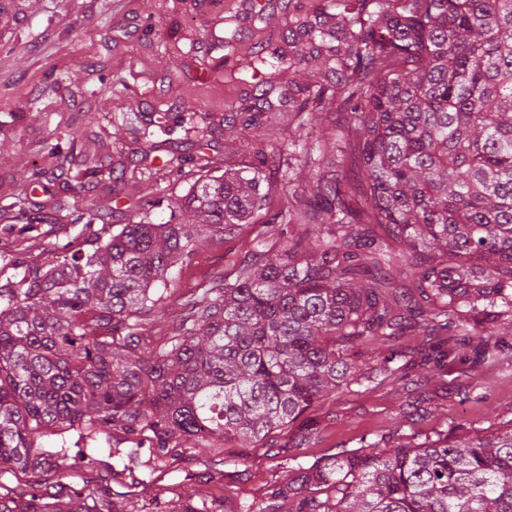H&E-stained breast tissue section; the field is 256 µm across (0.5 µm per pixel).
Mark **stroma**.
<instances>
[{
    "label": "stroma",
    "instance_id": "stroma-1",
    "mask_svg": "<svg viewBox=\"0 0 512 512\" xmlns=\"http://www.w3.org/2000/svg\"><path fill=\"white\" fill-rule=\"evenodd\" d=\"M318 0H0V285L23 266L47 264L54 251L89 250L140 220L186 224L177 203L191 187L168 152L208 160L211 169L248 164L250 145L288 155V110L274 108L260 127L233 134L221 119L237 107L253 80L240 58L259 46L287 47L291 21L312 15ZM90 110L95 124L71 121ZM88 156H110L126 167L124 180L91 178L66 160L69 143ZM28 192L40 224L24 223L15 207ZM94 205L92 224L75 223ZM265 224L221 235L201 231L195 255L173 267L169 293L146 323L141 346L169 333L184 297L201 293L226 271L230 254L266 238ZM423 401L403 386L353 385L305 414L316 438L300 444L287 428L254 448L227 442L213 451L175 449L158 472L143 466L120 492L143 499L209 492L218 504L261 503L272 482L285 478L289 457L310 463L361 440L400 434L412 442L466 423L492 430L512 420V365L490 364L468 380L460 399L449 377L422 371Z\"/></svg>",
    "mask_w": 512,
    "mask_h": 512
}]
</instances>
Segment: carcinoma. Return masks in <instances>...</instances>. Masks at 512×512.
<instances>
[{
	"label": "carcinoma",
	"mask_w": 512,
	"mask_h": 512,
	"mask_svg": "<svg viewBox=\"0 0 512 512\" xmlns=\"http://www.w3.org/2000/svg\"><path fill=\"white\" fill-rule=\"evenodd\" d=\"M287 39L293 60L325 66L288 88V159L316 164L304 130L332 104L346 114L338 151L359 159L365 182L316 170L311 196L267 219L278 243L230 258L144 355L143 321L170 267L195 253L194 224H126L0 286V512H99L88 501L106 488L52 491L73 462L98 461V447L72 453V431L126 435L133 447L108 451L122 458L116 483L142 465L144 433L157 462L187 443L254 448L338 387L450 363L468 377L512 357V344L486 340L495 328L476 333L469 320L512 314V0H320ZM272 91L257 84L224 127L259 124ZM252 156L198 178L185 210L216 232L250 223L274 190L266 150ZM403 270L413 285L394 292ZM416 327L436 340L398 350ZM377 341L389 355L365 368L359 356ZM21 476L26 487L11 485ZM164 504L213 512L199 494ZM110 512L143 508L117 492ZM236 512H512V421L485 432L461 423L389 452L364 441L310 464L290 458L264 505Z\"/></svg>",
	"instance_id": "cac0c4a2"
}]
</instances>
